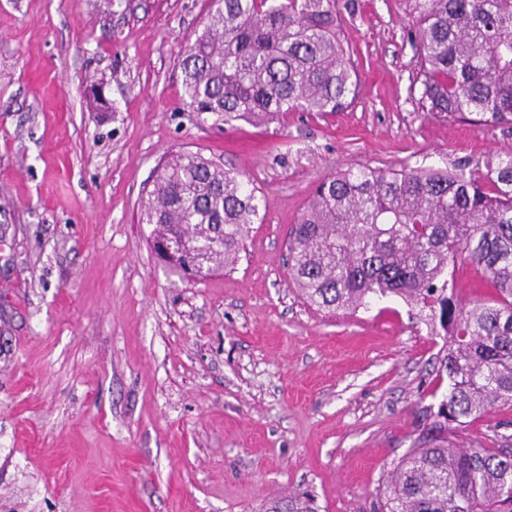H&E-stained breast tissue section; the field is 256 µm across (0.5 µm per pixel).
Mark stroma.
<instances>
[{
	"mask_svg": "<svg viewBox=\"0 0 512 512\" xmlns=\"http://www.w3.org/2000/svg\"><path fill=\"white\" fill-rule=\"evenodd\" d=\"M337 6L355 100L227 119L183 101L210 0H0V512H265L298 492L373 512L447 391L443 332L397 298L309 305L290 232L334 168L481 162L512 154V130L422 108L411 0ZM178 150L260 197L234 268L200 281L158 261L140 221ZM497 433L512 406L461 442Z\"/></svg>",
	"mask_w": 512,
	"mask_h": 512,
	"instance_id": "stroma-1",
	"label": "stroma"
}]
</instances>
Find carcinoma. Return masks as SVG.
Segmentation results:
<instances>
[{"mask_svg":"<svg viewBox=\"0 0 512 512\" xmlns=\"http://www.w3.org/2000/svg\"><path fill=\"white\" fill-rule=\"evenodd\" d=\"M179 67L193 112L230 119L302 109L339 112L359 92L336 0H220ZM411 45L431 112L512 126V0H414ZM259 219L257 188L198 152L157 169L141 210L168 264L204 278L233 268ZM480 270L491 298L466 300L457 262ZM288 274L329 311L393 296L445 336L448 379L432 423L387 473L378 512H512V452L465 448L458 433L512 405V156L450 169H339L313 190L289 242ZM267 512H317L288 495Z\"/></svg>","mask_w":512,"mask_h":512,"instance_id":"cac0c4a2","label":"carcinoma"}]
</instances>
